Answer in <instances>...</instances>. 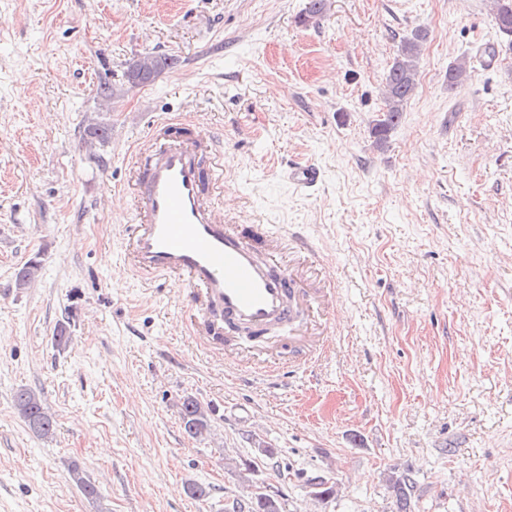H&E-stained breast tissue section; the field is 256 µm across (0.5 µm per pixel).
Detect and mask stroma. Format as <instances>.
Listing matches in <instances>:
<instances>
[{"instance_id": "obj_1", "label": "stroma", "mask_w": 512, "mask_h": 512, "mask_svg": "<svg viewBox=\"0 0 512 512\" xmlns=\"http://www.w3.org/2000/svg\"><path fill=\"white\" fill-rule=\"evenodd\" d=\"M306 5L0 0V512H224L252 491L225 459L260 443L286 512H393V471L414 479V512H512V37L491 0ZM418 28L416 90L376 145L385 76ZM146 52L177 63L129 86ZM171 118L220 136L224 212L312 240L291 262L325 290L317 366L267 381L225 365L190 333L185 280L123 266L131 157ZM101 123L103 146L87 134ZM304 162L321 173L310 192L288 182ZM21 388L52 437L18 413ZM187 397L213 408L194 439ZM314 476L335 497L317 499ZM14 401L20 415L34 433L45 438L54 434L55 421L34 391L20 389L16 392Z\"/></svg>"}]
</instances>
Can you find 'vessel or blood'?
Masks as SVG:
<instances>
[{
  "label": "vessel or blood",
  "instance_id": "1",
  "mask_svg": "<svg viewBox=\"0 0 512 512\" xmlns=\"http://www.w3.org/2000/svg\"><path fill=\"white\" fill-rule=\"evenodd\" d=\"M131 171L140 204L129 253L134 270L186 279L194 317L212 338L230 323L258 336L288 326L304 298L288 264L277 259L288 237L227 218L216 202L224 162L206 130L189 136L179 122L160 123L133 156ZM319 180L309 163L288 172L289 183L302 190Z\"/></svg>",
  "mask_w": 512,
  "mask_h": 512
}]
</instances>
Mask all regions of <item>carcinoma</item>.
Instances as JSON below:
<instances>
[{
  "label": "carcinoma",
  "mask_w": 512,
  "mask_h": 512,
  "mask_svg": "<svg viewBox=\"0 0 512 512\" xmlns=\"http://www.w3.org/2000/svg\"><path fill=\"white\" fill-rule=\"evenodd\" d=\"M493 13L499 32L507 37L512 36V0H493ZM425 34L421 29L415 30L403 39L396 57L390 66L384 83L383 98L385 111L383 118L373 127V135L378 142L386 141L389 134L398 126L404 109L415 86L420 54V43ZM176 63L175 58L162 57L145 53L129 67L126 78L132 86L152 82L165 68ZM40 264L31 260L21 266L16 273L19 286L29 284L37 277ZM15 405L29 428L40 437H49L55 432V421L44 408L39 396L32 390L24 388L15 394ZM180 419L184 432L196 438L208 427L209 413L199 401L187 398L180 407ZM389 486L395 497L396 512H412L411 491L412 481L406 475L390 476ZM248 512H285L283 500L267 499L260 494L248 497Z\"/></svg>",
  "instance_id": "obj_1"
}]
</instances>
